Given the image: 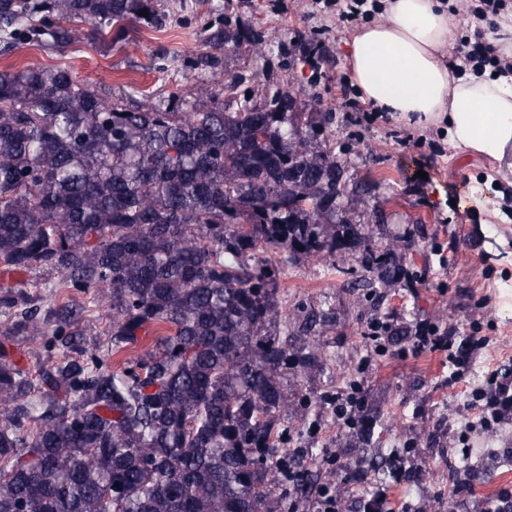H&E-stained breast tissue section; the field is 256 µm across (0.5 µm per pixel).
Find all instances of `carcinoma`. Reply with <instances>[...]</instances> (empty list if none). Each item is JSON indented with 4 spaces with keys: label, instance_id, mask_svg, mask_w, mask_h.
<instances>
[{
    "label": "carcinoma",
    "instance_id": "obj_1",
    "mask_svg": "<svg viewBox=\"0 0 512 512\" xmlns=\"http://www.w3.org/2000/svg\"><path fill=\"white\" fill-rule=\"evenodd\" d=\"M71 21L94 44L165 25L152 0H0L13 41L62 50ZM262 37L226 13L191 68ZM241 84L145 111L65 67L0 73V265L108 303L112 356L158 334L112 369L73 305L0 286L9 335L40 337L44 355L35 378L0 359V512H273L282 376L318 357L270 332L279 275L313 253L357 255L377 298L403 269L352 216L375 183H350L345 150L321 138L333 113L288 90L257 103ZM327 319L311 310L290 335Z\"/></svg>",
    "mask_w": 512,
    "mask_h": 512
}]
</instances>
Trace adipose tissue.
Segmentation results:
<instances>
[{
  "label": "adipose tissue",
  "mask_w": 512,
  "mask_h": 512,
  "mask_svg": "<svg viewBox=\"0 0 512 512\" xmlns=\"http://www.w3.org/2000/svg\"><path fill=\"white\" fill-rule=\"evenodd\" d=\"M385 9L386 23L364 26L351 42L347 62L360 98L396 122L445 124L453 148L512 178V78L448 65L446 0H385Z\"/></svg>",
  "instance_id": "obj_1"
}]
</instances>
